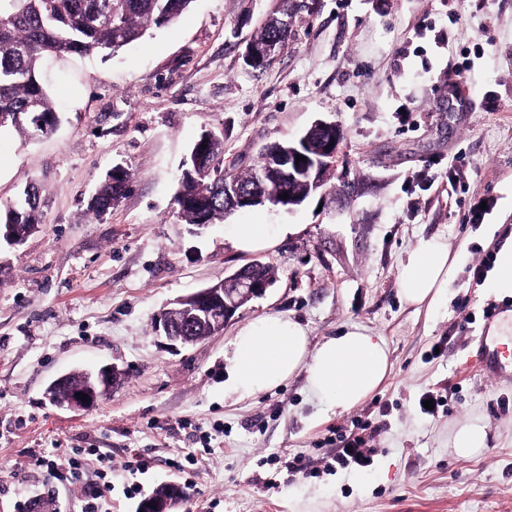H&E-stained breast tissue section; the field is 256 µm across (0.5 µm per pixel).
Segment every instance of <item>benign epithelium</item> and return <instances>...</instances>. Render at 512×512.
Masks as SVG:
<instances>
[{"label": "benign epithelium", "mask_w": 512, "mask_h": 512, "mask_svg": "<svg viewBox=\"0 0 512 512\" xmlns=\"http://www.w3.org/2000/svg\"><path fill=\"white\" fill-rule=\"evenodd\" d=\"M281 50L282 46L274 42L260 46L250 41L246 44L243 61L254 68L263 57L277 54ZM339 130L340 126L334 122L317 120L299 138V142L309 149L313 145L315 135L328 132L337 134ZM340 142L339 138L322 142L319 147L321 156L310 164L295 163L296 155L300 154L295 147L286 151H275L269 158L267 175L291 181L301 172L307 176L313 191L316 192L323 188L322 164L335 162ZM255 268L254 263L244 266L214 286L175 300L171 307L156 315L154 331L167 341L184 346L189 344L191 326L196 321H205L214 331H222L224 323L231 319L243 305L263 296L270 286L269 281L257 277ZM122 374L123 370L114 365L108 369L102 367L96 372H86L85 380L78 384L69 383L68 375L65 374L54 379L47 386L45 397L51 404L59 407H66L73 411L87 410L96 404L100 398V392L116 384ZM79 393L88 395L87 401H81L77 397ZM149 503H151L150 512H173L177 501L167 494H158L150 497Z\"/></svg>", "instance_id": "7a95c632"}]
</instances>
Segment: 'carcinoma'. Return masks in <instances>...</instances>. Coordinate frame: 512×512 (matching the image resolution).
<instances>
[{
  "mask_svg": "<svg viewBox=\"0 0 512 512\" xmlns=\"http://www.w3.org/2000/svg\"><path fill=\"white\" fill-rule=\"evenodd\" d=\"M194 0H0V130L12 129L26 136L47 135L60 117L43 75L48 59L61 60L73 55L102 51L114 53L138 40L155 27L175 23ZM285 15L272 14L254 41L288 42L290 31L278 27ZM38 103L44 126L34 128L27 119L30 104ZM224 144L221 133L209 141L193 143L204 157L197 184L180 179L175 203L188 224H212L225 217L224 185H235L247 194L295 193L303 185L280 184L261 179L270 152L288 146L276 142L262 154L260 164L246 173L226 174L220 157ZM112 174L88 202V210L100 215L112 209ZM39 193L27 186L15 202L0 208V224L15 225V235L24 238L36 223Z\"/></svg>",
  "mask_w": 512,
  "mask_h": 512,
  "instance_id": "carcinoma-1",
  "label": "carcinoma"
}]
</instances>
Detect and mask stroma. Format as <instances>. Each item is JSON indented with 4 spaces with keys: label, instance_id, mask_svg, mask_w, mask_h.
I'll list each match as a JSON object with an SVG mask.
<instances>
[{
    "label": "stroma",
    "instance_id": "obj_1",
    "mask_svg": "<svg viewBox=\"0 0 512 512\" xmlns=\"http://www.w3.org/2000/svg\"><path fill=\"white\" fill-rule=\"evenodd\" d=\"M279 0H194L169 26L112 55L50 67L60 112L37 139L0 133V205L39 187L23 244L0 240V512L41 493L71 448L112 453L110 512H137L159 484H183L176 512H512V369L483 371L478 338L512 297L473 277L493 256L489 233L512 234V0H288L292 36L261 71L244 47ZM469 109L449 108L453 87ZM343 130L322 191L293 211L257 207L214 224L185 223L174 202L198 135H224L222 166L255 168L263 149L315 121ZM129 192L96 216L87 203L106 174ZM358 189L350 198L336 188ZM289 225L268 250L238 253L235 224ZM445 238L459 270L445 303L416 308L398 270L418 241ZM273 266L266 294L223 331L172 346L153 319L177 298L252 262ZM304 325L311 343L359 327L383 337L391 372L350 410L323 414L304 373L254 397L225 395L226 353L249 321ZM114 364L118 383L96 406L51 405L57 376ZM447 395L424 413L421 396ZM487 447L448 445L473 418ZM370 425L365 468L331 471L336 440ZM205 454L193 478L180 457ZM143 471L124 469L131 457ZM303 457L307 472L292 469Z\"/></svg>",
    "mask_w": 512,
    "mask_h": 512
}]
</instances>
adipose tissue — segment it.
<instances>
[{"label": "adipose tissue", "mask_w": 512, "mask_h": 512, "mask_svg": "<svg viewBox=\"0 0 512 512\" xmlns=\"http://www.w3.org/2000/svg\"><path fill=\"white\" fill-rule=\"evenodd\" d=\"M457 266L458 258L445 240L421 239L400 265L402 297L415 306H438ZM390 370V351L382 337L353 328L314 345L298 321L267 315L236 334L225 387L239 397H250L302 371L311 395L326 411L336 413L362 403Z\"/></svg>", "instance_id": "ef3b65f1"}]
</instances>
